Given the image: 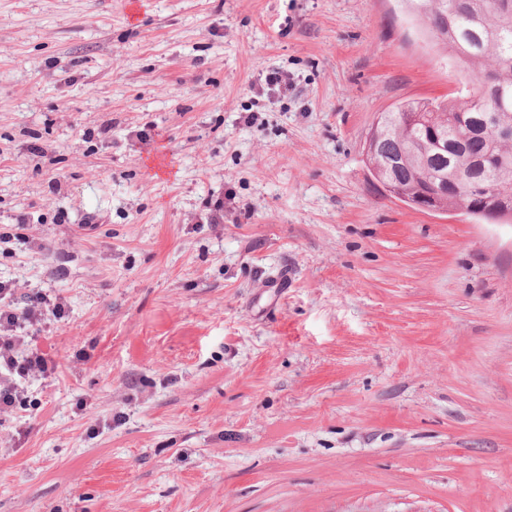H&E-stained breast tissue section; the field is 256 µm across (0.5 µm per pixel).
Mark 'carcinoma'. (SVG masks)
Masks as SVG:
<instances>
[{
    "label": "carcinoma",
    "mask_w": 512,
    "mask_h": 512,
    "mask_svg": "<svg viewBox=\"0 0 512 512\" xmlns=\"http://www.w3.org/2000/svg\"><path fill=\"white\" fill-rule=\"evenodd\" d=\"M419 18L427 36L448 52L475 79V88L448 101L407 100L381 116L372 142L370 163L405 155L395 177L374 166L381 184L396 181L399 200L417 206V191L454 176L462 190L448 191V208L465 209L471 202V178L477 173L498 186V196L485 207H502L512 222V144L492 132L471 134L470 114L491 112L502 124L512 123V0H401ZM444 128L448 158L430 150L432 128Z\"/></svg>",
    "instance_id": "1"
}]
</instances>
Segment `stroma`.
I'll return each instance as SVG.
<instances>
[{
    "mask_svg": "<svg viewBox=\"0 0 512 512\" xmlns=\"http://www.w3.org/2000/svg\"><path fill=\"white\" fill-rule=\"evenodd\" d=\"M473 86L399 0H0V281L66 304L0 512H512V224L364 154Z\"/></svg>",
    "mask_w": 512,
    "mask_h": 512,
    "instance_id": "obj_1",
    "label": "stroma"
}]
</instances>
